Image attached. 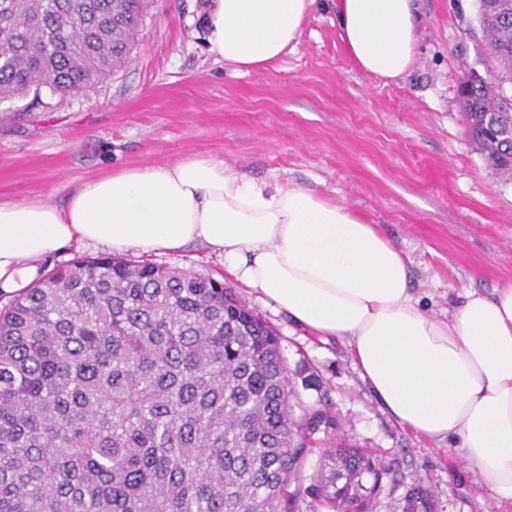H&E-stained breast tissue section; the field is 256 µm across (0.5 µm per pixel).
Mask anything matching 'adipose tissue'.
Wrapping results in <instances>:
<instances>
[{
	"label": "adipose tissue",
	"instance_id": "1",
	"mask_svg": "<svg viewBox=\"0 0 512 512\" xmlns=\"http://www.w3.org/2000/svg\"><path fill=\"white\" fill-rule=\"evenodd\" d=\"M317 0H210L208 51L234 71L268 68L298 43ZM338 36L364 74L415 63V0H336ZM75 243L112 253L200 245L313 335L345 342L383 410L434 441L495 500L512 505V286L467 290L448 317L414 295L409 261L344 202L272 187L189 154L86 181L65 206L0 203V293Z\"/></svg>",
	"mask_w": 512,
	"mask_h": 512
}]
</instances>
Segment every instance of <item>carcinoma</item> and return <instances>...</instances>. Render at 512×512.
<instances>
[{"label": "carcinoma", "mask_w": 512, "mask_h": 512, "mask_svg": "<svg viewBox=\"0 0 512 512\" xmlns=\"http://www.w3.org/2000/svg\"><path fill=\"white\" fill-rule=\"evenodd\" d=\"M512 81V0H477ZM0 101L85 95L130 59L144 0H0ZM512 111L478 78L461 108ZM512 178V140L479 148ZM280 337L224 282L191 269L78 257L0 309V512H373L383 458L338 445L309 476L327 405L294 413ZM402 512H437L415 483Z\"/></svg>", "instance_id": "carcinoma-1"}]
</instances>
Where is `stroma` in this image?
<instances>
[{
  "mask_svg": "<svg viewBox=\"0 0 512 512\" xmlns=\"http://www.w3.org/2000/svg\"><path fill=\"white\" fill-rule=\"evenodd\" d=\"M207 2L146 0L128 63L90 95L0 101V203L47 195L61 205L112 169L210 155L255 180L344 201L379 225L408 256L421 305L438 316L466 288L512 285V180L486 166L458 103L465 76L493 67L476 0H418L417 61L388 83L357 71L330 2L277 62L233 72L208 51ZM124 256L225 276L201 248ZM235 291L279 333L294 404L328 399L337 438L383 455L391 473L376 512H401L417 480L438 512H512L463 472L450 442L423 438L381 408L346 343L299 329L254 289Z\"/></svg>",
  "mask_w": 512,
  "mask_h": 512,
  "instance_id": "35a3bbf8",
  "label": "stroma"
}]
</instances>
